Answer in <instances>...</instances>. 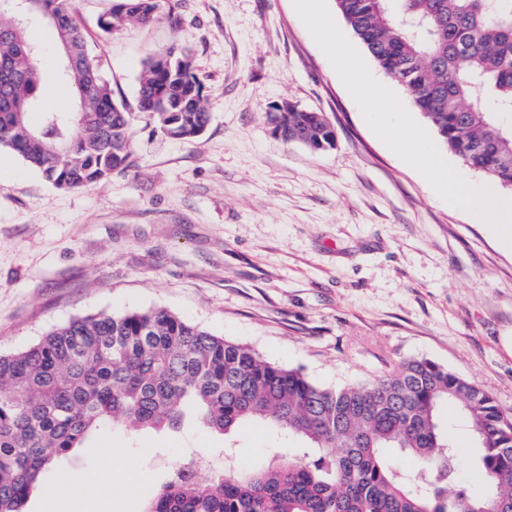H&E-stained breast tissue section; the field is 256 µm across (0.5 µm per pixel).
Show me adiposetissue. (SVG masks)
I'll return each mask as SVG.
<instances>
[{"label":"adipose tissue","instance_id":"1","mask_svg":"<svg viewBox=\"0 0 512 512\" xmlns=\"http://www.w3.org/2000/svg\"><path fill=\"white\" fill-rule=\"evenodd\" d=\"M375 119L384 137L418 169L435 178L449 201L467 204L481 201V210L491 220L495 234L503 241H512V205L482 198L480 189L468 185L457 169L439 155L427 137L401 121L397 113L379 112Z\"/></svg>","mask_w":512,"mask_h":512}]
</instances>
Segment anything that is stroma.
<instances>
[{
    "label": "stroma",
    "mask_w": 512,
    "mask_h": 512,
    "mask_svg": "<svg viewBox=\"0 0 512 512\" xmlns=\"http://www.w3.org/2000/svg\"><path fill=\"white\" fill-rule=\"evenodd\" d=\"M329 30L297 0H163L156 18L111 35L112 0H75L76 20L114 96L133 110V167L60 190L0 154V355L73 317L162 307L315 383L365 382L428 359L476 384L512 420V249L475 208L447 195L380 134L326 38L426 127L406 91L321 0ZM187 50L204 80L205 132L173 139L136 112L145 60ZM325 113L336 145L314 151L272 133L269 107ZM192 450L207 480L300 444L261 423L233 437L185 423L133 435L101 425L45 472L56 486L112 457V487L87 486L96 512H141ZM136 491H129V483Z\"/></svg>",
    "instance_id": "stroma-1"
}]
</instances>
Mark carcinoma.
Returning a JSON list of instances; mask_svg holds the SVG:
<instances>
[{"mask_svg": "<svg viewBox=\"0 0 512 512\" xmlns=\"http://www.w3.org/2000/svg\"><path fill=\"white\" fill-rule=\"evenodd\" d=\"M161 0H115L99 20L112 34L152 21ZM371 59L407 91L439 143L468 167L512 189V0H336ZM74 0H33L54 14L57 79L74 89L67 111L45 110L40 52L25 27L0 21V152L21 158L55 187L73 189L133 166L132 116L73 19ZM74 64L64 65V55ZM190 56L170 49L142 64L138 111L173 138L209 121ZM41 119L30 121L33 111ZM281 139L334 146L322 112L271 105ZM453 406L469 427L483 489L459 479L461 451L443 432ZM133 430L176 431L192 419L231 436L261 420L303 443L209 480L173 475L144 497L143 512H512V422L489 394L427 359L340 388L300 368L191 325L165 308L78 316L21 352L0 355V512H25L44 471L60 465L108 420ZM410 456L401 470L388 450Z\"/></svg>", "mask_w": 512, "mask_h": 512, "instance_id": "1", "label": "carcinoma"}]
</instances>
